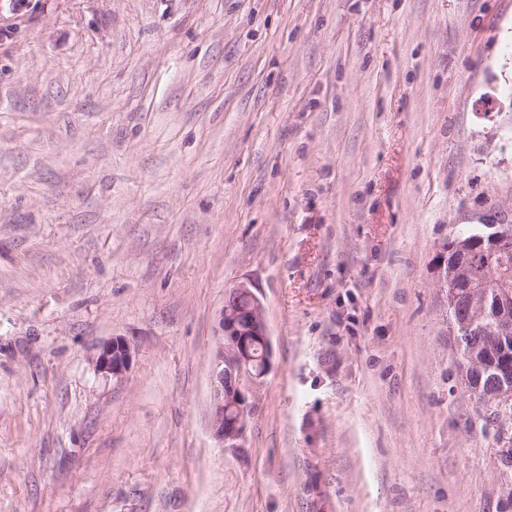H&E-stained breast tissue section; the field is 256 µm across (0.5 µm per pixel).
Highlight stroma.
I'll return each mask as SVG.
<instances>
[{
    "label": "stroma",
    "mask_w": 512,
    "mask_h": 512,
    "mask_svg": "<svg viewBox=\"0 0 512 512\" xmlns=\"http://www.w3.org/2000/svg\"><path fill=\"white\" fill-rule=\"evenodd\" d=\"M506 220L512 0L0 7V512H500L436 263ZM242 283L271 368L222 445ZM244 313V314H242ZM246 313V314H245ZM242 314V315H241ZM241 329L238 319L241 315ZM216 352L210 370V428L214 439L220 444L234 442L243 437L248 415L246 383L264 376L271 368L270 339L263 317L262 306L256 294L246 285L230 289L224 298L215 331ZM259 344L263 347L265 371L261 353L251 348ZM252 362V364H251ZM250 365L255 375L251 373ZM260 376H256V375ZM234 406L239 412L235 420L234 411L226 412V406ZM229 426V427H228ZM224 435V428L226 429ZM132 359L131 344L122 337H115L99 348L93 362L97 372L118 378L129 369Z\"/></svg>",
    "instance_id": "stroma-1"
}]
</instances>
